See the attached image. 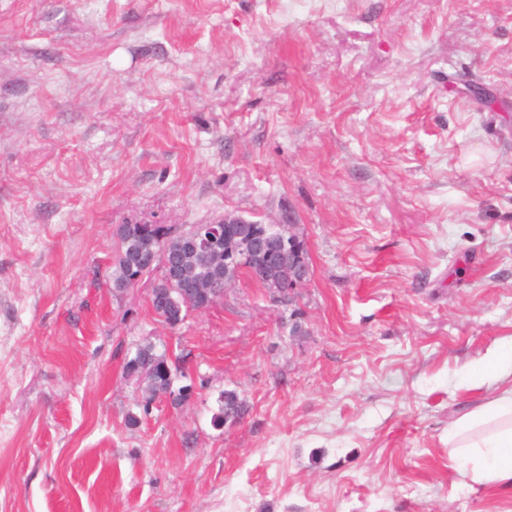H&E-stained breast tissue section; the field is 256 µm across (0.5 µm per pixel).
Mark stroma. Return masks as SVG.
Wrapping results in <instances>:
<instances>
[{"label": "stroma", "mask_w": 512, "mask_h": 512, "mask_svg": "<svg viewBox=\"0 0 512 512\" xmlns=\"http://www.w3.org/2000/svg\"><path fill=\"white\" fill-rule=\"evenodd\" d=\"M229 214L294 225L292 302L107 284L117 225ZM511 340L512 0H0V512H512L448 459ZM187 357L188 354L169 356L166 349L160 351L154 342L146 339L136 346L134 355L128 357L123 366V373L126 377V374L137 366L149 372L144 379L142 391L151 400L161 392L173 393L175 387H171L174 382L179 378H188L185 368ZM219 409L212 417L215 427H225L236 416H241L243 402L235 391H224L219 398ZM227 423V424H226Z\"/></svg>", "instance_id": "stroma-1"}]
</instances>
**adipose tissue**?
Returning a JSON list of instances; mask_svg holds the SVG:
<instances>
[{"mask_svg":"<svg viewBox=\"0 0 512 512\" xmlns=\"http://www.w3.org/2000/svg\"><path fill=\"white\" fill-rule=\"evenodd\" d=\"M482 381L495 390L481 412L448 430V456L458 475L471 484L512 490V346L478 365Z\"/></svg>","mask_w":512,"mask_h":512,"instance_id":"1","label":"adipose tissue"}]
</instances>
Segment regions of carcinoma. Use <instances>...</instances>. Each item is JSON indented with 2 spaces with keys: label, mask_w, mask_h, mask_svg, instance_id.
I'll return each mask as SVG.
<instances>
[{
  "label": "carcinoma",
  "mask_w": 512,
  "mask_h": 512,
  "mask_svg": "<svg viewBox=\"0 0 512 512\" xmlns=\"http://www.w3.org/2000/svg\"><path fill=\"white\" fill-rule=\"evenodd\" d=\"M117 246L112 255L109 283L113 291L123 292L134 287L135 277L149 248L165 247L180 251L182 262L189 275L202 287L224 291V285L236 276L251 278L247 269L249 263L242 257L250 251L251 245L266 238H273L276 247L266 256L268 268L284 280L288 279L290 260L296 256L295 249L307 255L303 241L288 236L286 224H257L247 221L243 224L225 225V236L205 248H194L190 239L168 233L163 224H121L115 231ZM155 295L161 296L166 306L154 309L164 322L175 326L188 315L189 305L180 292V286L161 278L154 286ZM186 356H170L157 349L147 339L136 346L134 355L126 360L123 373L139 367L149 375L144 379L142 391L152 399L161 392L171 390L179 378H188L185 368ZM243 402L234 391H224L219 398V409L212 417L216 427H225L234 417L242 414Z\"/></svg>",
  "instance_id": "obj_1"
}]
</instances>
